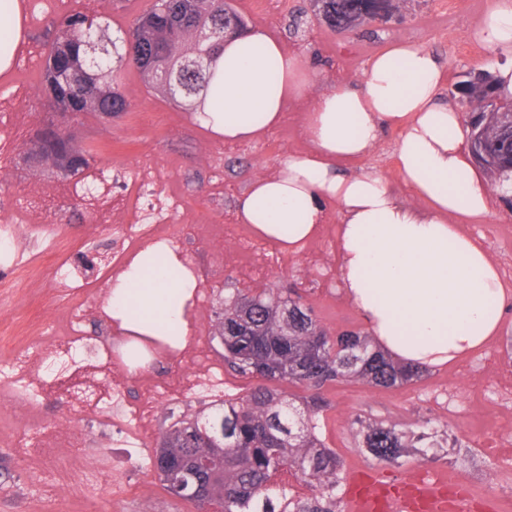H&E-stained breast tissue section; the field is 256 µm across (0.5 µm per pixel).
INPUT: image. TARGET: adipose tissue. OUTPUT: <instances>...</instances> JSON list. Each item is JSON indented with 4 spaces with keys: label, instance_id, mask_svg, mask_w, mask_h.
Segmentation results:
<instances>
[{
    "label": "adipose tissue",
    "instance_id": "obj_1",
    "mask_svg": "<svg viewBox=\"0 0 512 512\" xmlns=\"http://www.w3.org/2000/svg\"><path fill=\"white\" fill-rule=\"evenodd\" d=\"M500 57L496 83L512 92V0H497L477 32ZM22 39L20 0H0V73ZM276 63L277 82L267 76ZM445 71L428 49L400 43L374 56L362 79L322 93L304 117L308 150L288 156L278 173L254 178L236 203L239 223L266 242L299 252L318 235L328 207L340 210L339 278L374 346L401 364L435 369L463 361L494 339L512 288L468 224L487 220L494 199L473 165L468 129L443 101ZM311 83L298 56L265 27L230 35L214 65L197 118L227 142L251 141L277 128L288 102ZM398 133L393 155L406 203L383 173L349 174L386 130ZM162 266H155L156 257ZM202 281L162 243L140 250L112 280L114 325L172 348L190 333L185 306Z\"/></svg>",
    "mask_w": 512,
    "mask_h": 512
}]
</instances>
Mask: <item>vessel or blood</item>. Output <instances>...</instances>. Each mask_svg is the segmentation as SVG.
<instances>
[{
	"label": "vessel or blood",
	"mask_w": 512,
	"mask_h": 512,
	"mask_svg": "<svg viewBox=\"0 0 512 512\" xmlns=\"http://www.w3.org/2000/svg\"><path fill=\"white\" fill-rule=\"evenodd\" d=\"M347 512H468L465 497H448L437 482L404 469L392 480L363 472L348 477Z\"/></svg>",
	"instance_id": "obj_1"
}]
</instances>
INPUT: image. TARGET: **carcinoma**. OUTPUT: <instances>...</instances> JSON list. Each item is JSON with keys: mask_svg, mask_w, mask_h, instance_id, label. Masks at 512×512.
<instances>
[{"mask_svg": "<svg viewBox=\"0 0 512 512\" xmlns=\"http://www.w3.org/2000/svg\"><path fill=\"white\" fill-rule=\"evenodd\" d=\"M312 2L331 30L355 31L361 6L369 0ZM245 25L227 0H153L119 45L108 35V24L70 14L56 26L40 71L41 94L55 112L118 116L131 111L118 78L133 67L151 87L199 110L224 34ZM202 31L213 38L199 39ZM455 89L473 107L466 123L483 147L477 161L507 197L512 192V94L498 89L489 73L468 72ZM214 336L224 338L225 366L259 383L162 431L155 450L164 464L162 485L168 486L173 471L195 472L202 495L220 501L223 512H340L344 465L321 435L328 404L320 391L339 381L397 388L422 379L424 371L373 350L361 330L330 333L296 293H229ZM282 383L299 384L311 395L298 401L279 388ZM221 419L222 438L211 431V423ZM351 438L361 451L392 465L410 454L434 460L447 442L433 429L415 432L371 418L355 420ZM284 468L310 488L311 496L295 499L277 488L273 477Z\"/></svg>", "mask_w": 512, "mask_h": 512, "instance_id": "1", "label": "carcinoma"}]
</instances>
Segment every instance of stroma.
<instances>
[{"instance_id": "1", "label": "stroma", "mask_w": 512, "mask_h": 512, "mask_svg": "<svg viewBox=\"0 0 512 512\" xmlns=\"http://www.w3.org/2000/svg\"><path fill=\"white\" fill-rule=\"evenodd\" d=\"M151 2L70 0L69 5L60 6L55 0H36L24 16L23 40L34 53L16 59L9 77L0 80V139L9 145L8 152L0 154V225L17 220L25 210V185L57 188L66 183L52 169L31 163L24 152L36 127L34 118L41 111L39 72L58 21L76 12L102 16L110 21V36L117 38L124 36ZM496 3L468 0L466 10L458 12L438 7L434 0H417L411 15L392 16L348 37L320 23L310 0H288L284 7L276 2L264 14L254 12L250 0H233L232 5L248 24L266 27L312 72L314 80L305 96L286 108L287 113L301 114L320 93L357 83L372 56L400 42L420 45L440 58L449 92L460 72L492 71L497 63L494 51L487 49L472 57L462 46L472 40ZM120 89L131 112L109 123L88 113L68 126L76 142L97 146L90 167L107 172L108 181L97 184L93 195L82 203L67 200L62 226L27 229L13 248L0 250V374L8 373L37 340L48 342L60 335L73 295L96 300L97 288L91 279L69 288L54 287L52 264L83 254L97 260L111 254L114 229L109 225L95 228L94 210L104 199H120L126 184L145 169L154 170L184 202L180 219L190 233L183 237L180 251L197 267L208 293L202 338L209 359L219 364L224 361V347L212 338L211 325L219 299L233 289L247 295L269 288L292 289L331 331L363 329L360 315L345 301L337 278L322 280L304 253L269 247L265 274L249 281L235 266L224 263L208 238L192 231L199 224L236 223V200L251 180L274 174L285 157L304 152V138L289 137L283 125L257 140L227 143L203 127L187 106L153 90L135 69L124 71ZM19 109L31 116L22 127L13 119ZM476 233L503 274L512 279V210L496 203L493 215L478 225ZM480 358V353H473L397 389L358 382L329 386L324 391L330 405L323 430L326 444L344 458L347 472L364 468L385 472L388 464L365 457L354 447L349 435L352 420L371 417L416 428L430 421L449 438L460 440L461 454L448 453L425 464L411 457L405 459V466L445 475L449 488L469 495L472 512H499L501 500L512 499V469L502 465L512 458V447L498 446L496 438L502 418L512 419V406H506L498 394L494 377L475 374ZM210 405V400L193 396L162 405L144 436L145 447L155 448L173 417L190 416ZM83 418L72 398L59 400L51 395L36 400L30 388L17 383L0 388V512H196L193 504L174 499L164 489L150 460L139 456L121 460L115 444L117 425L109 417L101 418L99 433L90 440L82 432ZM59 424L71 431L69 453L77 461L65 474L36 446L43 432ZM91 453L119 458L120 463L97 473L86 472L81 463ZM131 484L143 489V497L128 494Z\"/></svg>"}]
</instances>
